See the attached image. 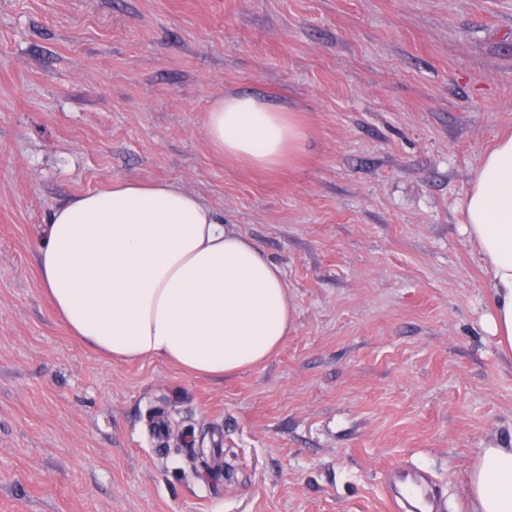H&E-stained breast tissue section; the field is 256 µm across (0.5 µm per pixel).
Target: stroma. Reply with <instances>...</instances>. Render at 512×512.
Here are the masks:
<instances>
[{
	"label": "stroma",
	"instance_id": "1",
	"mask_svg": "<svg viewBox=\"0 0 512 512\" xmlns=\"http://www.w3.org/2000/svg\"><path fill=\"white\" fill-rule=\"evenodd\" d=\"M233 95L297 113L298 155L215 150ZM506 132L512 0H0V512H394L404 468L476 512L512 357L462 202ZM125 177L203 198L282 269L271 358L210 379L69 335L43 228Z\"/></svg>",
	"mask_w": 512,
	"mask_h": 512
}]
</instances>
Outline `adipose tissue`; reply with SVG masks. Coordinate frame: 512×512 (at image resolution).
<instances>
[{
	"mask_svg": "<svg viewBox=\"0 0 512 512\" xmlns=\"http://www.w3.org/2000/svg\"><path fill=\"white\" fill-rule=\"evenodd\" d=\"M208 140L230 159L274 168L305 125L251 96L213 104ZM465 233L486 262V333L512 353V135L491 146L464 201ZM42 283L73 336L124 360L160 358L213 378L267 360L288 332L281 268L220 224L197 196L124 178L56 210L39 249ZM477 512H512V448L483 449L470 473Z\"/></svg>",
	"mask_w": 512,
	"mask_h": 512,
	"instance_id": "ef3b65f1",
	"label": "adipose tissue"
}]
</instances>
